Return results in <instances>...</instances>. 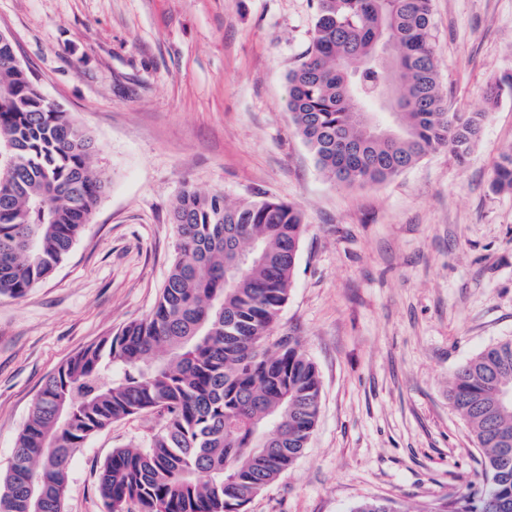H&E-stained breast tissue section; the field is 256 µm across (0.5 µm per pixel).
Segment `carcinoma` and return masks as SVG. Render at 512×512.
I'll return each mask as SVG.
<instances>
[{"mask_svg": "<svg viewBox=\"0 0 512 512\" xmlns=\"http://www.w3.org/2000/svg\"><path fill=\"white\" fill-rule=\"evenodd\" d=\"M432 0H315L314 35L288 72L287 107L317 167L346 186L380 184L439 149L465 162L486 114L450 112L432 46ZM0 44V145L16 158L0 189V295L24 296L71 250L107 188L95 145ZM399 90L383 97L390 73ZM363 112L395 113L389 134ZM491 188L512 191V153ZM174 256L151 312L71 357L49 376L0 480V512H63L69 461L112 421L147 409L165 416L144 448H118L98 474L112 512H243L306 448L317 423L315 363L290 337L270 353L269 331L288 300L305 222L276 199L228 203L183 190L171 208ZM262 254L225 264L229 242ZM512 340L460 365L449 399L483 455L484 483L433 512H512Z\"/></svg>", "mask_w": 512, "mask_h": 512, "instance_id": "obj_1", "label": "carcinoma"}]
</instances>
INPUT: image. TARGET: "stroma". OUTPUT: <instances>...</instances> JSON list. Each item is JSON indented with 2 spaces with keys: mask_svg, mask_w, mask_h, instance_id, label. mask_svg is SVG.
Wrapping results in <instances>:
<instances>
[{
  "mask_svg": "<svg viewBox=\"0 0 512 512\" xmlns=\"http://www.w3.org/2000/svg\"><path fill=\"white\" fill-rule=\"evenodd\" d=\"M0 31L93 137L109 180L57 268L23 297L0 296V476L47 377L154 307L174 255L171 205L192 187L305 216L266 346L293 336L314 361L319 417L295 466L245 512H351L365 500L430 512L482 485L448 389L461 364L512 339V192L491 189L512 151V0H433L448 106L486 115L468 161L440 149L363 187L324 177L286 107L314 0H0ZM164 422L143 410L93 435L70 463L64 512H108L100 467Z\"/></svg>",
  "mask_w": 512,
  "mask_h": 512,
  "instance_id": "obj_1",
  "label": "stroma"
}]
</instances>
